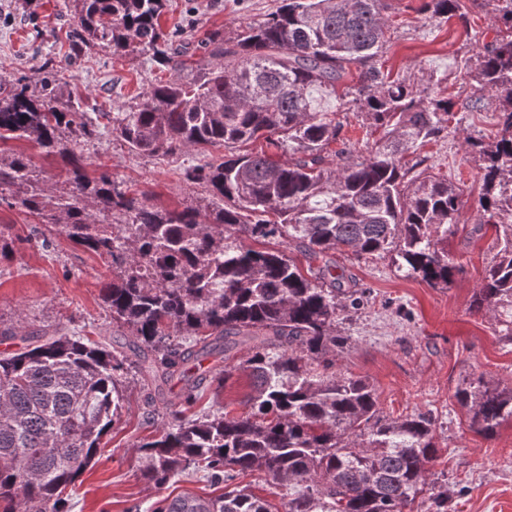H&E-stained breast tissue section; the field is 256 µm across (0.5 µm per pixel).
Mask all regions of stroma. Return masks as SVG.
Returning a JSON list of instances; mask_svg holds the SVG:
<instances>
[{
	"label": "stroma",
	"mask_w": 512,
	"mask_h": 512,
	"mask_svg": "<svg viewBox=\"0 0 512 512\" xmlns=\"http://www.w3.org/2000/svg\"><path fill=\"white\" fill-rule=\"evenodd\" d=\"M281 0H168L160 24L179 28L183 40L197 47L214 31L233 36L236 29L265 19ZM465 20L426 19L422 0H386L390 42L377 59L382 71L425 84L429 72L442 82L438 89L455 102L456 120L447 132L421 151L431 172L462 185L463 206L457 230L448 238V253L464 267L450 288H432L406 275L390 256L358 258L337 254L339 271L364 292L363 303L348 310L339 326L349 343L336 368L368 378L377 388L384 414L430 413L444 450L448 473V512H512V424L487 439L468 428V414L453 393L463 379L485 376L512 386V345L497 336L487 317L470 311L473 291L485 266L496 254L492 234L475 231L481 171L464 145V136L485 141L498 131L493 99L481 111L466 102L474 83L461 63L493 40L495 29L487 0H460ZM76 11L75 0H0V81L25 77L39 85L49 58L68 59L60 73L64 92H77L82 111L114 112L145 92L154 79H172L177 70L121 53L65 55L61 45ZM344 134L359 153L377 149L383 133L355 106L340 113ZM91 172H108L132 191L147 193L157 204L200 201L206 193L187 182L186 167L223 156V149L200 154L186 150L170 157L134 154L111 136L84 146ZM0 230L15 240L8 259L0 260V327L23 321L26 332L49 328L77 331L112 342L113 327L101 298L110 275L102 261L65 238L42 249L32 240L41 227L33 217L0 206ZM148 392L129 391V407L105 438V452L86 470L73 499L72 512H129L149 508L161 496H212L216 487L201 476L183 475L158 490L136 470L135 450L154 427L146 418Z\"/></svg>",
	"instance_id": "35a3bbf8"
}]
</instances>
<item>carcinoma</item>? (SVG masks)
I'll use <instances>...</instances> for the list:
<instances>
[{"label":"carcinoma","mask_w":512,"mask_h":512,"mask_svg":"<svg viewBox=\"0 0 512 512\" xmlns=\"http://www.w3.org/2000/svg\"><path fill=\"white\" fill-rule=\"evenodd\" d=\"M77 2L78 49L137 53L187 72L99 113L112 139L154 157L208 147L228 154L184 171L206 188L205 204L158 205L106 172L89 173L82 146L100 138V123L58 91L56 71L38 90L22 77L0 83V206L32 216L41 247L61 235L106 265L104 308L127 338L116 347L45 330L0 356V512H70L135 380L150 388L148 414L160 419L138 445L141 477L160 489L191 472L227 488L214 498L165 497L152 512H279L231 487L254 472L284 512H448L431 471L433 417H390L373 383L336 371L347 345L339 315L359 300L336 273V252L391 254L433 288L459 272L448 234L463 189L432 176L423 158L406 162L448 130L454 103L431 90V78L420 89L375 65L388 42L384 0H282L233 38L211 35L194 66L174 59L181 31L161 30L167 0ZM489 3L505 32L477 55L468 108L479 111L492 94L499 130L488 143H466L482 161L476 226L494 231L497 253L470 309L494 316L512 345V0ZM458 9L459 0L422 5L430 19ZM354 68L352 103L386 137L366 156L336 121ZM260 138L265 150L238 151ZM21 139L62 163L67 180L49 183L27 154L7 147ZM328 152L333 168L324 166ZM280 153L290 160H276ZM275 237L284 249L245 244ZM289 249L318 265L302 267ZM239 370L251 380L247 410L190 412L203 380L220 392ZM453 397L483 437L512 421V387L480 375Z\"/></svg>","instance_id":"cac0c4a2"}]
</instances>
